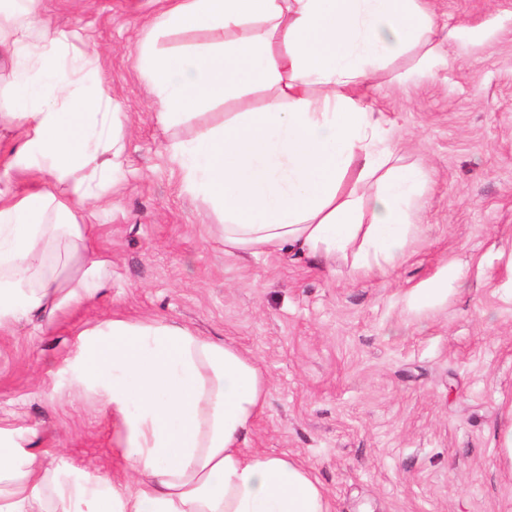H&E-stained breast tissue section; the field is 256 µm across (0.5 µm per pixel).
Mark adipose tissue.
<instances>
[{
	"instance_id": "adipose-tissue-1",
	"label": "adipose tissue",
	"mask_w": 512,
	"mask_h": 512,
	"mask_svg": "<svg viewBox=\"0 0 512 512\" xmlns=\"http://www.w3.org/2000/svg\"><path fill=\"white\" fill-rule=\"evenodd\" d=\"M0 7V125L19 144L0 163V333L21 319L54 333L58 315L109 288L112 258L88 223L119 191L127 116L81 89L77 32L45 26L41 0ZM137 57L165 127L255 89L253 112L224 113L167 147L183 186L218 219L224 249L352 255L367 278L405 261L409 203L424 179L389 144L368 102L374 66L413 46L435 55L421 0H152ZM203 31L205 44L157 47ZM32 188L14 189L16 170ZM82 374L119 421L134 472L66 485L34 429L0 428V512H332L323 484L285 455L246 448L268 380L233 343L163 319L115 316L84 329Z\"/></svg>"
}]
</instances>
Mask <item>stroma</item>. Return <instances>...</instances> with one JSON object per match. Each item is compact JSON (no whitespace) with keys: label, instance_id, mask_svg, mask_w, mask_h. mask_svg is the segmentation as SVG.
I'll use <instances>...</instances> for the list:
<instances>
[{"label":"stroma","instance_id":"35a3bbf8","mask_svg":"<svg viewBox=\"0 0 512 512\" xmlns=\"http://www.w3.org/2000/svg\"><path fill=\"white\" fill-rule=\"evenodd\" d=\"M458 36L430 74L420 50L388 60L370 97L405 164L427 181L407 259L360 279L351 262L229 253L166 146L137 67L148 0H42L93 50L90 80L128 116L120 194L93 222L112 286L59 314L53 335L23 320L0 334V427L42 434L46 461L76 483L122 472L119 426L95 394L71 395L82 329L157 318L248 351L269 380L253 450L311 468L333 512H512V0H425ZM445 300L412 308L414 288Z\"/></svg>","mask_w":512,"mask_h":512}]
</instances>
